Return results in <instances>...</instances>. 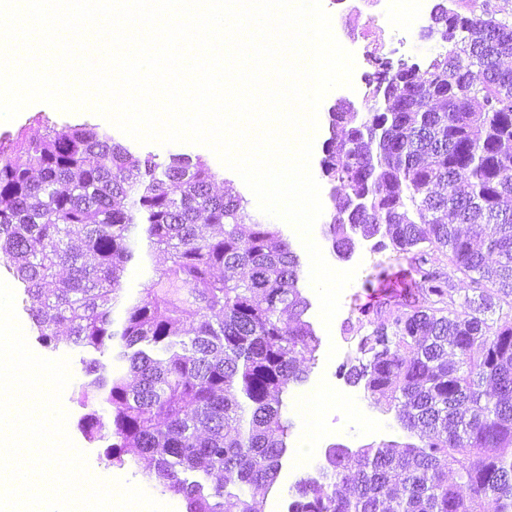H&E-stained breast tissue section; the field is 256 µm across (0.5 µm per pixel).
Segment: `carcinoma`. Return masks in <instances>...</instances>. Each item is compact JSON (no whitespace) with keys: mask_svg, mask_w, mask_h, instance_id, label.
<instances>
[{"mask_svg":"<svg viewBox=\"0 0 512 512\" xmlns=\"http://www.w3.org/2000/svg\"><path fill=\"white\" fill-rule=\"evenodd\" d=\"M436 33L423 68L373 57L378 107L328 111L321 160L338 191L333 254L374 239L420 275L395 314L360 310L372 329L346 371L418 442L326 449L289 512H512V318H488L512 298V68L498 65L512 19L490 0L438 3ZM38 122V137L0 144V259L44 347L64 325L75 347L112 354L113 370L82 359L80 429L108 442L112 464L151 457L149 480L185 512H262L252 489L275 482L288 448L282 394L305 384L321 344L289 241L243 198L213 193L198 156L160 163L88 124ZM139 224L167 264L127 299ZM432 248L474 296L457 302L451 278L426 268Z\"/></svg>","mask_w":512,"mask_h":512,"instance_id":"cac0c4a2","label":"carcinoma"}]
</instances>
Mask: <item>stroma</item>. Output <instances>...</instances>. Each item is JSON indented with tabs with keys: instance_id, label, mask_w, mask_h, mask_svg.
Instances as JSON below:
<instances>
[{
	"instance_id": "obj_1",
	"label": "stroma",
	"mask_w": 512,
	"mask_h": 512,
	"mask_svg": "<svg viewBox=\"0 0 512 512\" xmlns=\"http://www.w3.org/2000/svg\"><path fill=\"white\" fill-rule=\"evenodd\" d=\"M324 8L332 16V26L338 41L348 46L357 57L358 63L353 72L352 87H339L330 91L323 104L324 111L318 114V132L313 142V152L310 169L314 178L320 179L321 201L324 212H331L334 203L330 197V185L321 179L320 160L322 144L329 138L327 107L336 100L351 101L355 110L363 113L370 112L374 102L368 93L365 77L371 72L370 54H379L392 60H405L410 63H424L430 53L440 44L439 38H428L424 35L426 21H419L407 26L404 43L391 39L388 30L390 21L388 15V0H322ZM49 117L57 125H74L87 122L102 130L111 131L114 139L130 146L141 155H155L158 161H167L169 155L186 153L201 157L216 172L214 183L216 192L225 191L240 195L247 202L251 215L260 216L262 223H269V216L260 215L256 199L251 190L244 184L237 173L222 165L216 155L206 147L191 144L159 145L156 143L140 144L134 142L120 130L112 129L110 123L102 116L90 111L64 113L49 104L38 102L26 107L15 119L0 123V141L23 135L33 138L42 133L43 128L38 123V116ZM313 237L320 245L324 256L330 265L343 270H355L352 283L341 296V307L334 317L331 326H324L319 317L318 297L314 290H307L306 295L311 303L307 318L312 323L316 333L321 338V346L316 354V360L308 375V386L344 390L346 395L355 396L363 412L361 422H354L345 416L328 415L321 423V429L313 442V450L307 462H300L297 450L304 441L303 425L294 408V395L287 392L282 396L284 407L283 417L290 420L292 428L288 438L289 448L281 460V469L275 483L269 487L259 488L257 500L262 501L264 512H287L292 500V488L295 483L313 473L317 464L323 462L324 452L334 445H343L351 449L363 448L369 445L377 446L389 441L407 442L411 436L404 431L395 411L371 403L362 387L349 385L341 367L346 364V356L329 355L328 349L333 346L335 337L347 336L359 338L364 333L358 322L359 310L368 304L379 302L395 305L396 294L387 292H370L365 288L368 280L373 279L379 271H386L394 279L400 280L409 276V259L407 255L393 248H374L372 242L357 241L349 259L341 260L333 256L331 244L325 238L321 227H314ZM15 308L18 320L25 331L28 344L32 351L42 357L56 359L68 358L70 361L71 381L62 396V404L68 413L67 429L74 444L88 457L92 473L108 480H121L144 488L158 501L171 506L174 512H184L182 498L168 491H162L154 483L147 481L146 475L152 467L149 458L126 453L124 466L110 464L104 456L105 442L87 441L77 427L84 410L77 402L76 389L83 379L81 353L70 343L67 336H60L56 348L43 347L37 340V334L31 327V321L25 310L24 290L15 287Z\"/></svg>"
}]
</instances>
